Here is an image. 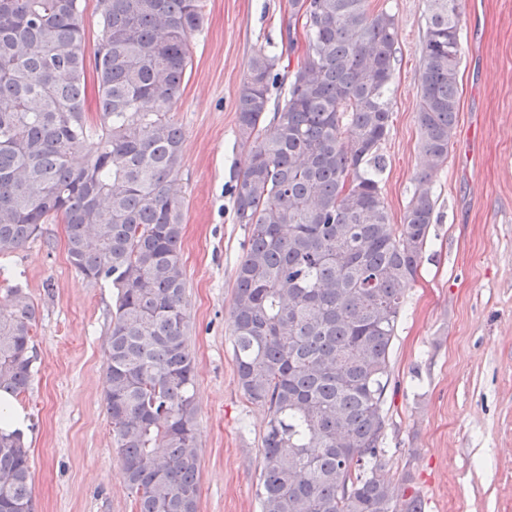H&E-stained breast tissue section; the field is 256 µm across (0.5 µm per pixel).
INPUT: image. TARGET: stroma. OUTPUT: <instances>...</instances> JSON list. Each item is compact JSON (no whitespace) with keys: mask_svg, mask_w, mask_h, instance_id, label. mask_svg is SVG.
Returning a JSON list of instances; mask_svg holds the SVG:
<instances>
[{"mask_svg":"<svg viewBox=\"0 0 512 512\" xmlns=\"http://www.w3.org/2000/svg\"><path fill=\"white\" fill-rule=\"evenodd\" d=\"M399 24L392 125L381 194L402 224L420 175L437 199L423 259L390 357L385 475L410 473L424 512H512V0H460V112L448 161L426 171L418 78L426 0H369ZM192 66L172 116L182 126V257L194 362L198 512H261L255 496L269 419L243 395L232 348L236 267L247 247L227 184L243 166L235 101L248 64H288V0H204ZM21 287L36 308L27 415L33 512H135L107 418L110 283L70 263L64 226L0 255V297Z\"/></svg>","mask_w":512,"mask_h":512,"instance_id":"35a3bbf8","label":"stroma"}]
</instances>
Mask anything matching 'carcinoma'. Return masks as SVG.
<instances>
[{
	"mask_svg": "<svg viewBox=\"0 0 512 512\" xmlns=\"http://www.w3.org/2000/svg\"><path fill=\"white\" fill-rule=\"evenodd\" d=\"M86 54L81 0H0V254L65 224L71 264L117 289L105 409L136 512H198L194 364L182 261L183 129L170 116L202 0H98ZM417 87L427 168L448 161L460 112L459 0H428ZM292 70L251 58L232 178L249 228L232 347L245 397L268 407L261 512H422L384 474V403L402 287L436 198L423 174L396 228L381 196L399 26L368 0H288ZM98 122L86 114L87 73ZM86 154L73 167L71 157ZM36 308L0 302V393L34 375ZM0 512H33L29 448L0 431Z\"/></svg>",
	"mask_w": 512,
	"mask_h": 512,
	"instance_id": "cac0c4a2",
	"label": "carcinoma"
}]
</instances>
